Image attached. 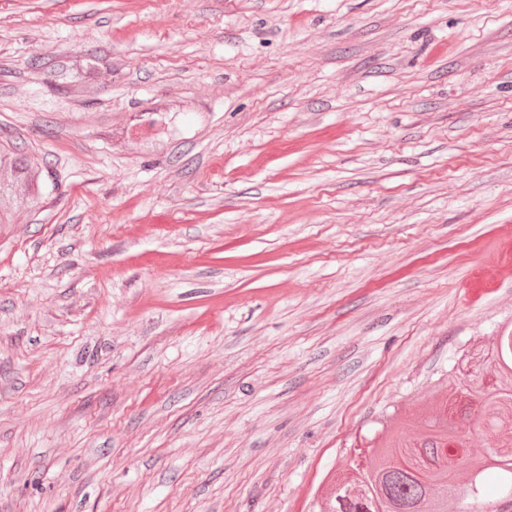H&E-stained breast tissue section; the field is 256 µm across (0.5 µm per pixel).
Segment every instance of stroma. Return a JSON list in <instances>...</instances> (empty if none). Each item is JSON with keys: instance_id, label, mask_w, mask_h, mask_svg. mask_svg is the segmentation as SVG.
<instances>
[{"instance_id": "obj_1", "label": "stroma", "mask_w": 512, "mask_h": 512, "mask_svg": "<svg viewBox=\"0 0 512 512\" xmlns=\"http://www.w3.org/2000/svg\"><path fill=\"white\" fill-rule=\"evenodd\" d=\"M17 146L0 512H325L500 377L512 0H0ZM55 175L21 149L0 152V199H8L16 210H36L43 204L48 183L55 186Z\"/></svg>"}]
</instances>
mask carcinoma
<instances>
[{"mask_svg":"<svg viewBox=\"0 0 512 512\" xmlns=\"http://www.w3.org/2000/svg\"><path fill=\"white\" fill-rule=\"evenodd\" d=\"M55 175L48 166H41L21 150L0 152V199H8L16 210H36L43 204L48 183ZM497 365L512 367V342L504 339L493 353ZM461 385L467 398L475 400L478 410L493 414L497 421L512 418V383L505 379L493 389L475 388L464 379H448V385ZM457 439L455 427L449 423L437 426L433 437L421 447L392 435L372 449L371 458L361 465L358 478L336 487L335 504L330 512H446L443 504L453 497L463 504L461 512H499L484 496L487 480L485 469L496 470L504 493L512 496V446L488 451L490 464L474 472L470 486L458 489L451 481L445 445ZM368 485L370 492L359 494L351 487Z\"/></svg>","mask_w":512,"mask_h":512,"instance_id":"carcinoma-1","label":"carcinoma"}]
</instances>
